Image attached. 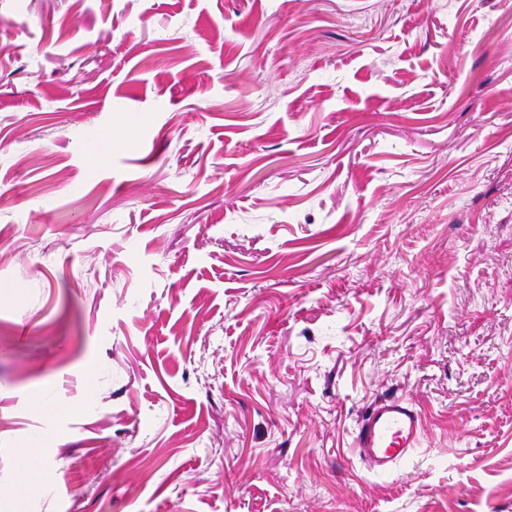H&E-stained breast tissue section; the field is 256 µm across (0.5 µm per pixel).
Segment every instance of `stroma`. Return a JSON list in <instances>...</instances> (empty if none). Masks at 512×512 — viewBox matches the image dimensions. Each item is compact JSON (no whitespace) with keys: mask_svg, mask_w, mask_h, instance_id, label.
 I'll return each instance as SVG.
<instances>
[{"mask_svg":"<svg viewBox=\"0 0 512 512\" xmlns=\"http://www.w3.org/2000/svg\"><path fill=\"white\" fill-rule=\"evenodd\" d=\"M0 512H512V0H0ZM423 432L421 411L410 400L378 399L355 430L353 448L368 471L384 474L420 447Z\"/></svg>","mask_w":512,"mask_h":512,"instance_id":"obj_1","label":"stroma"}]
</instances>
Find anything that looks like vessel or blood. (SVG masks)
<instances>
[{
  "mask_svg": "<svg viewBox=\"0 0 512 512\" xmlns=\"http://www.w3.org/2000/svg\"><path fill=\"white\" fill-rule=\"evenodd\" d=\"M423 432L422 414L410 400L387 397L375 400L362 417L353 447L368 471L384 474L420 447Z\"/></svg>",
  "mask_w": 512,
  "mask_h": 512,
  "instance_id": "obj_1",
  "label": "vessel or blood"
}]
</instances>
